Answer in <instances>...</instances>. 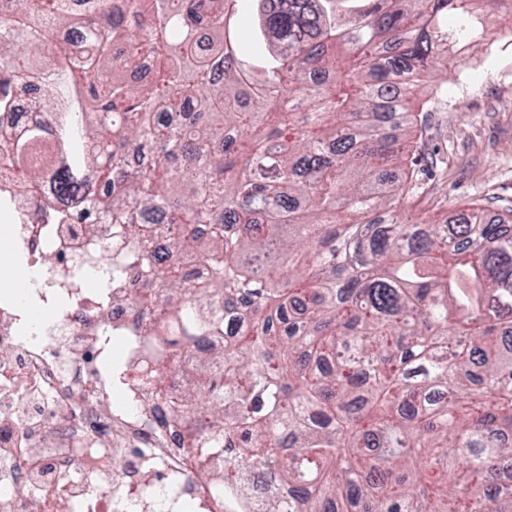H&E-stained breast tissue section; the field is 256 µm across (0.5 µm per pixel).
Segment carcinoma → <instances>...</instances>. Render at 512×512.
<instances>
[{"label":"carcinoma","mask_w":512,"mask_h":512,"mask_svg":"<svg viewBox=\"0 0 512 512\" xmlns=\"http://www.w3.org/2000/svg\"><path fill=\"white\" fill-rule=\"evenodd\" d=\"M0 106L27 39L85 31L53 60L78 95L8 157L134 243L99 287L140 282L132 324L195 366L182 448L214 491L254 469L265 512H512V224L477 202L403 215L413 106L482 37L469 0H16ZM152 62L147 81L128 75ZM158 213L179 236L159 252ZM203 266L207 276L196 277ZM133 382L162 394L144 363Z\"/></svg>","instance_id":"obj_1"}]
</instances>
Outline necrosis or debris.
<instances>
[{
	"label": "necrosis or debris",
	"mask_w": 512,
	"mask_h": 512,
	"mask_svg": "<svg viewBox=\"0 0 512 512\" xmlns=\"http://www.w3.org/2000/svg\"><path fill=\"white\" fill-rule=\"evenodd\" d=\"M49 74L16 76L14 102L0 109V131L17 116L35 122L57 102ZM16 172L0 167V201L12 222L5 244L28 277L26 302L0 293V512H224V501L198 475L176 429L157 436L154 422L172 418L186 387L184 371L156 366L168 402L130 384L131 410L112 405L102 372L112 334L129 329L136 287L102 294L87 273L111 272L122 250L108 224L87 223L80 203L62 213L49 192L24 196ZM58 312L38 333L24 325L33 306ZM153 467H145V459Z\"/></svg>",
	"instance_id": "4bbe7bcc"
}]
</instances>
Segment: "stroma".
I'll return each instance as SVG.
<instances>
[{"instance_id": "stroma-1", "label": "stroma", "mask_w": 512, "mask_h": 512, "mask_svg": "<svg viewBox=\"0 0 512 512\" xmlns=\"http://www.w3.org/2000/svg\"><path fill=\"white\" fill-rule=\"evenodd\" d=\"M496 15L486 9L484 39L466 49L447 98L429 114L427 161L402 203L406 216L421 209L444 216L471 201L490 222L512 210V39Z\"/></svg>"}]
</instances>
